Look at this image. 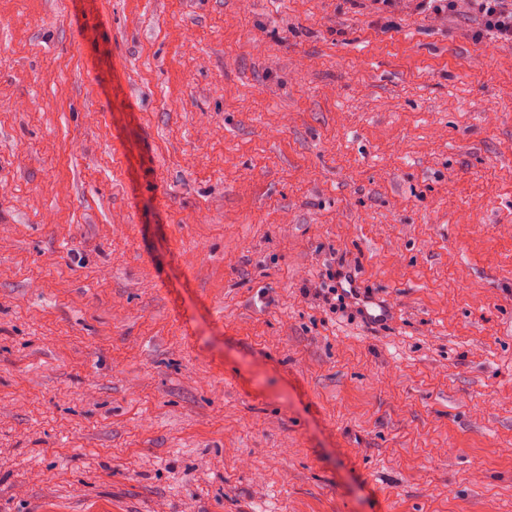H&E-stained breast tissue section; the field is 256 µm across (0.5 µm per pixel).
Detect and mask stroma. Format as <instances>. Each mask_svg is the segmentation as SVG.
I'll return each instance as SVG.
<instances>
[{"mask_svg": "<svg viewBox=\"0 0 512 512\" xmlns=\"http://www.w3.org/2000/svg\"><path fill=\"white\" fill-rule=\"evenodd\" d=\"M0 512H512V44L0 0Z\"/></svg>", "mask_w": 512, "mask_h": 512, "instance_id": "35a3bbf8", "label": "stroma"}]
</instances>
